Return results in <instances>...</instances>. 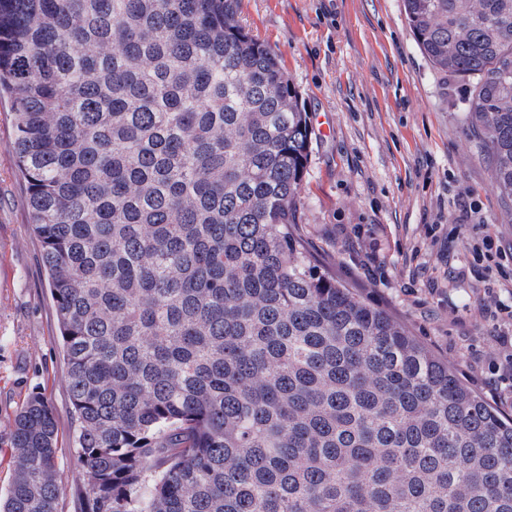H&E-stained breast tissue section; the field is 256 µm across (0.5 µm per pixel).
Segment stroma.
Listing matches in <instances>:
<instances>
[{"label":"stroma","mask_w":512,"mask_h":512,"mask_svg":"<svg viewBox=\"0 0 512 512\" xmlns=\"http://www.w3.org/2000/svg\"><path fill=\"white\" fill-rule=\"evenodd\" d=\"M250 35L278 56L310 118V160L294 232L336 278L402 322L487 403L512 416V364L491 336L512 304V218L462 120L468 88L418 48L403 0H241ZM0 97V426L32 392L52 404L65 487L77 512L83 477L56 309L30 230ZM504 273L466 274L485 235Z\"/></svg>","instance_id":"1"}]
</instances>
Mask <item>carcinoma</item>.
Masks as SVG:
<instances>
[{"label": "carcinoma", "mask_w": 512, "mask_h": 512, "mask_svg": "<svg viewBox=\"0 0 512 512\" xmlns=\"http://www.w3.org/2000/svg\"><path fill=\"white\" fill-rule=\"evenodd\" d=\"M239 0H0L82 512H512V417L293 232L310 122ZM512 210V0H403ZM3 512H56L53 408Z\"/></svg>", "instance_id": "1"}]
</instances>
